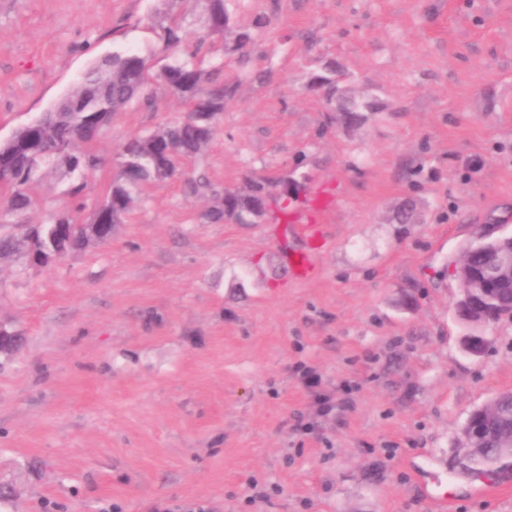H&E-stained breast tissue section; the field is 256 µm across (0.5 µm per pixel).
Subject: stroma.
I'll return each instance as SVG.
<instances>
[{
	"mask_svg": "<svg viewBox=\"0 0 512 512\" xmlns=\"http://www.w3.org/2000/svg\"><path fill=\"white\" fill-rule=\"evenodd\" d=\"M227 6L250 62L186 168L328 198L316 274L288 271L301 225L202 220L210 197L180 179L107 242L38 270L0 259V324L24 337L0 356V512H437L443 495L512 512V468L470 471L461 451L469 414L512 390V321L465 323L456 274L480 230L512 232V0ZM167 21L164 0H0V140L104 55L168 63ZM330 72L332 101L314 85ZM153 95L113 116L88 200L125 139L183 117ZM347 99L379 109L349 124ZM66 184L35 179L28 223L71 208Z\"/></svg>",
	"mask_w": 512,
	"mask_h": 512,
	"instance_id": "obj_1",
	"label": "stroma"
}]
</instances>
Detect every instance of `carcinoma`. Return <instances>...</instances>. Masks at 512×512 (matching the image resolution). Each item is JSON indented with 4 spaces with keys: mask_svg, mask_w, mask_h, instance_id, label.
Wrapping results in <instances>:
<instances>
[{
    "mask_svg": "<svg viewBox=\"0 0 512 512\" xmlns=\"http://www.w3.org/2000/svg\"><path fill=\"white\" fill-rule=\"evenodd\" d=\"M204 11L208 36L224 35L231 22L226 0H204ZM158 36L166 48L176 51L184 46L187 33L182 21L172 17L160 27ZM252 44L249 32L236 34L234 51L239 54L238 64L248 62ZM214 45L213 41L201 40L185 57L177 56L157 71L149 57L136 52H115L96 60L79 84L50 109V119L19 131L15 146L4 153L0 203L5 210L17 215L39 206L40 200L30 193L29 186L42 169L64 170L69 178L66 194L73 199L76 210L85 209L86 178L81 174V165L87 163L100 168L103 160L97 143L111 124L113 114L133 102L151 105L152 87L162 86L187 107V113L175 123L131 137L122 145L120 155L125 166L120 168L118 178L112 181L104 196L93 204V210L103 213L98 239L110 238L112 225L123 222L148 185L170 179L169 173L160 169L159 159H165L177 171L182 161L196 158L210 142L213 130L200 135L199 118L204 112L216 115L223 112L232 93V84L224 77V64L204 65L202 48L210 53ZM187 184L193 194L202 189L211 191L215 205L209 216L213 220L224 219V200L234 198L240 222L252 216V204L258 192L270 188L266 182H256L250 186L249 193L234 197L227 190L213 189L203 173L188 178ZM70 215L72 211L66 210L52 215L45 224L29 225L18 234L0 235V258L17 256L26 266L39 263L37 249L41 238L53 225L61 223V218ZM492 417L494 429L487 435L484 448L474 452L475 463L471 469L477 472L485 471L499 460L496 439L498 433L512 429V404H498Z\"/></svg>",
    "mask_w": 512,
    "mask_h": 512,
    "instance_id": "obj_1",
    "label": "carcinoma"
}]
</instances>
